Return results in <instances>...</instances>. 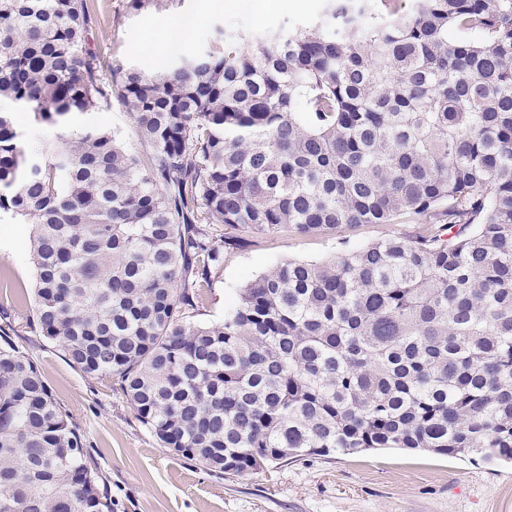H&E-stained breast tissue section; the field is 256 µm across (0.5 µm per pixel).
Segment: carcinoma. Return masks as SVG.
<instances>
[{
    "mask_svg": "<svg viewBox=\"0 0 512 512\" xmlns=\"http://www.w3.org/2000/svg\"><path fill=\"white\" fill-rule=\"evenodd\" d=\"M90 0H0V214L32 225L31 320L217 473L375 448L512 461V0H327L151 71L86 46ZM182 0H129L133 13ZM117 98L149 153L73 118ZM419 225L250 281L192 321L235 234ZM0 512H111L0 334ZM2 110L8 109L15 112V119L23 132L24 141L29 145H36L39 142L51 138L55 132L54 129L32 121L24 112H16L14 105H1Z\"/></svg>",
    "mask_w": 512,
    "mask_h": 512,
    "instance_id": "carcinoma-1",
    "label": "carcinoma"
}]
</instances>
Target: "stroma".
Masks as SVG:
<instances>
[{"instance_id":"1","label":"stroma","mask_w":512,"mask_h":512,"mask_svg":"<svg viewBox=\"0 0 512 512\" xmlns=\"http://www.w3.org/2000/svg\"><path fill=\"white\" fill-rule=\"evenodd\" d=\"M127 0H92L88 48L141 67L201 50L216 31L258 35L304 28L323 16L326 0H274L255 14L247 0L238 8L209 9L206 0L133 14ZM194 20L179 45L169 40V22ZM150 52H138L144 39ZM126 148L145 155L129 112L118 100L90 114ZM31 227L0 217V330L31 355L46 384L84 438L92 466L107 485L112 512H512V463L487 464L399 449L357 454L308 455L261 473L235 475L206 470L164 448L137 419L118 382L89 376L62 348L29 323L35 274L29 256ZM410 224H359L336 236L281 231L253 237L244 250L226 255L203 300L197 322L223 320L241 289L288 259L322 261L345 249L389 235H410Z\"/></svg>"}]
</instances>
